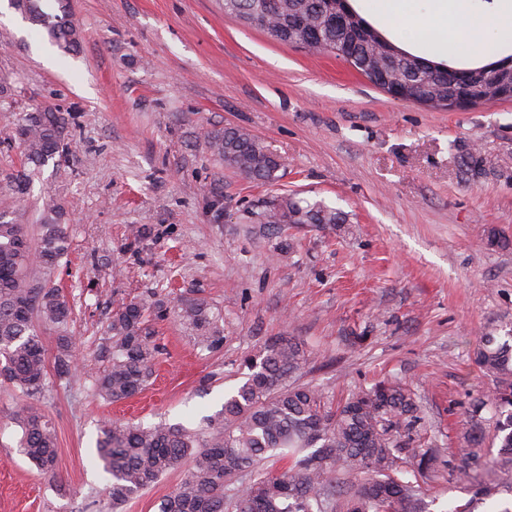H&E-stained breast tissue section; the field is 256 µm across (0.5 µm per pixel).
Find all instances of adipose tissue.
<instances>
[{
	"label": "adipose tissue",
	"mask_w": 512,
	"mask_h": 512,
	"mask_svg": "<svg viewBox=\"0 0 512 512\" xmlns=\"http://www.w3.org/2000/svg\"><path fill=\"white\" fill-rule=\"evenodd\" d=\"M494 25L505 39H512V0H493L492 6L480 9L474 0H435L432 15L421 20V27L434 31L442 42L455 40L459 33H467L473 65H480L482 49L480 33L486 25Z\"/></svg>",
	"instance_id": "ef3b65f1"
}]
</instances>
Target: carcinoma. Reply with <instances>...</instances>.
I'll return each instance as SVG.
<instances>
[{
	"instance_id": "1",
	"label": "carcinoma",
	"mask_w": 512,
	"mask_h": 512,
	"mask_svg": "<svg viewBox=\"0 0 512 512\" xmlns=\"http://www.w3.org/2000/svg\"><path fill=\"white\" fill-rule=\"evenodd\" d=\"M15 10L42 28L55 45L71 51L79 44L68 0L47 13L42 0H11ZM336 0H224V13L266 32L274 40L344 59L366 78L375 47L395 52V81L421 104L445 107L449 98L490 100L485 84L466 81L467 68H454L406 52L344 6L353 22L333 21ZM68 119L52 110L31 112L16 128L26 168L12 175L16 193L27 188V168H39L65 152ZM213 154L254 180L272 183L281 164L248 133L235 128L206 133ZM262 224H344L346 217L319 202L301 205L286 196L260 214ZM58 207L52 205L38 225L36 242L26 225L0 213V377L28 396L46 387V349L40 328L56 334L55 364L62 376L74 370L71 310L53 284V274L70 243ZM160 307L146 299L120 301L112 309L107 332L110 365L92 379L95 393L109 402L140 392L159 353L151 317ZM177 317L197 332V344L217 349L223 341L219 316L207 302L183 297ZM306 351L288 337L267 345L259 359L247 361V380L224 400L222 408L188 428L159 422L141 427L106 423L97 457L112 484V508L190 461L181 483L159 505V512H426L422 487L403 476L401 436L420 421V406L404 385L381 380L351 393L336 406L319 388L289 382L305 365ZM475 363L491 378L492 388L474 399L460 420L458 448L448 469L460 488L469 489L478 466L493 470L498 483L512 489V332L500 342L494 333L480 338ZM495 410L497 455L486 456L480 413ZM24 454L45 474L54 471L57 445L52 427L35 407L16 412ZM288 459L275 471L264 459Z\"/></svg>"
}]
</instances>
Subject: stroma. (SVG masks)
Listing matches in <instances>:
<instances>
[{
    "label": "stroma",
    "instance_id": "stroma-1",
    "mask_svg": "<svg viewBox=\"0 0 512 512\" xmlns=\"http://www.w3.org/2000/svg\"><path fill=\"white\" fill-rule=\"evenodd\" d=\"M0 0V211L36 234L56 204L70 248L54 281L73 311L82 363L31 397L0 385V512H113L94 464L104 421L197 426L245 380L247 359L281 336L309 357L296 380L330 400L389 379L415 393L424 451L441 465L432 512L467 501L448 476L457 423L492 381L474 362L482 332L512 328V101L432 108L396 100L331 54L280 43L226 15L224 0H71L77 52ZM70 113L69 154L24 194L8 176L23 113ZM235 127L282 163L249 179L204 133ZM321 202L343 224L260 223L272 198ZM510 247L491 244V236ZM287 255H278L279 247ZM221 315L200 348L174 308ZM159 303V354L135 397L110 403L90 377L109 364L117 299ZM38 407L57 439L53 474L21 452L15 413Z\"/></svg>",
    "mask_w": 512,
    "mask_h": 512
}]
</instances>
